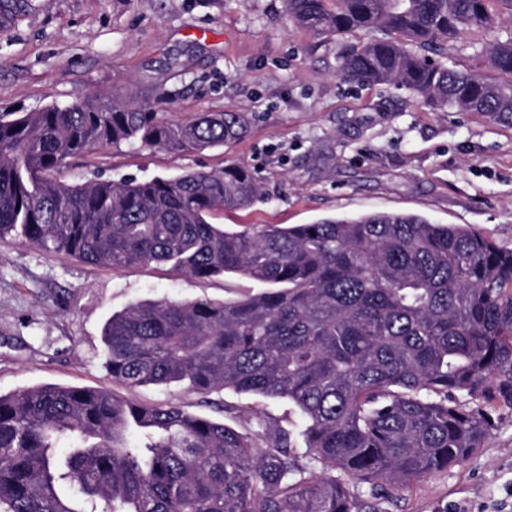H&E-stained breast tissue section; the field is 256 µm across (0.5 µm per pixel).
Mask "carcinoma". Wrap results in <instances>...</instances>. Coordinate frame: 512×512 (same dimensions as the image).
<instances>
[{
	"instance_id": "cac0c4a2",
	"label": "carcinoma",
	"mask_w": 512,
	"mask_h": 512,
	"mask_svg": "<svg viewBox=\"0 0 512 512\" xmlns=\"http://www.w3.org/2000/svg\"><path fill=\"white\" fill-rule=\"evenodd\" d=\"M36 10L35 0H0V32ZM504 10L512 16V0H288L312 33L365 32L342 56L344 81L512 123V31L480 39ZM450 41L495 76L448 61ZM248 124L245 112L171 122L92 93L0 113V239L19 235L98 267L170 263L264 285L239 299L113 314L102 338L112 380L286 399L303 420L294 433L258 414L257 430L243 433L105 390L0 393V512H360L348 481L390 499L465 462L497 410H512V250L487 236L384 211L227 231L213 214L261 197L237 166L140 181L57 177L101 146L199 151Z\"/></svg>"
}]
</instances>
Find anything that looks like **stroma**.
<instances>
[{
  "instance_id": "1",
  "label": "stroma",
  "mask_w": 512,
  "mask_h": 512,
  "mask_svg": "<svg viewBox=\"0 0 512 512\" xmlns=\"http://www.w3.org/2000/svg\"><path fill=\"white\" fill-rule=\"evenodd\" d=\"M38 12L0 34V112H36L77 94L118 95L167 120L247 112L241 140L170 152L137 143L72 159L81 183L175 176L235 165L263 193L214 223L309 224L377 211L463 224L512 249V124L435 110L391 85L357 87L339 76L362 32L317 35L287 0H37ZM260 289L235 276L198 279L169 264L109 269L0 240V393L42 383L103 388L144 404L252 429L263 413L297 430L285 400L184 386L129 388L103 362L112 313L157 301L235 299ZM382 512H512V412L464 463L416 482Z\"/></svg>"
}]
</instances>
